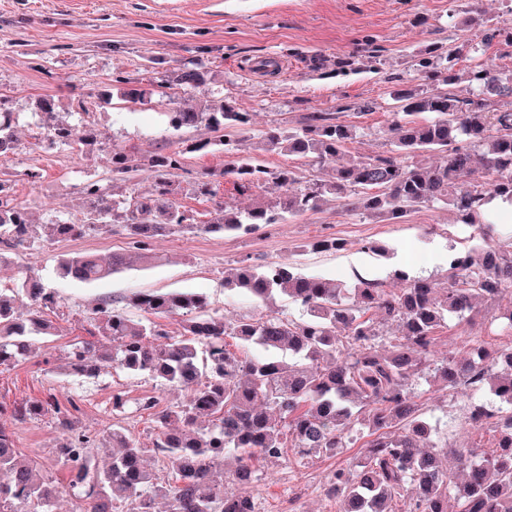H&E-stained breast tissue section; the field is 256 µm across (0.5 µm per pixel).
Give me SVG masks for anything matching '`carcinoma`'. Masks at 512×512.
<instances>
[{"mask_svg":"<svg viewBox=\"0 0 512 512\" xmlns=\"http://www.w3.org/2000/svg\"><path fill=\"white\" fill-rule=\"evenodd\" d=\"M479 51L477 45L466 46L471 63L461 72L451 66L454 52L419 55L417 66L432 89L393 92L398 111L385 130L391 149L376 156L346 154L358 128L328 112H311L296 130L271 129L260 137V151L310 157L329 171L325 179L302 182L292 169L273 170L257 155L242 153L236 135L250 125V114L222 99L203 109L179 106L161 113L169 129L205 126L224 133L222 139L161 146L147 157L110 154L113 176L147 171L155 189L144 196H114L99 182H87L82 222L57 219L47 225V237L67 239L116 226L131 240V249L107 260L91 253L62 255L56 273L63 279L93 284L144 269L156 261L150 244L157 236L250 234L328 204L386 219L403 218L414 207L443 206L461 223L477 227L484 245L449 247L443 282L398 271L403 287L395 291L362 278L349 287L289 264L245 265L224 276L225 290L266 306L283 299L297 310L296 318L273 312L226 323L208 314L207 295L195 291L137 294L129 299L130 312L108 302L96 305L91 321L99 339L71 341L66 371L96 377L115 366L148 375L162 388L189 392L186 403L156 413L153 451L162 455L175 481H158L144 449L124 428L112 429L100 442L75 431L74 402L25 401L11 412L14 420L48 415L69 436L49 451L47 462H27L19 459L12 432L0 426V473L8 476L0 480V512H54L59 491L43 474L48 463L68 472L69 490L82 512H156L159 498L168 500L169 512H258L252 496L224 491V474L251 484L259 480L263 463L289 452L305 465L358 442L363 452L357 469L338 468L327 479L326 493L337 499L338 512H411L413 503L421 512H449L450 499L455 512H512V344L433 359L438 329L448 320H469L478 304L512 289V243L490 242L493 225L481 221L490 200L512 203V112L493 111L495 102L512 99V78L475 61ZM461 80L472 88L468 97L448 90ZM203 81L204 73L183 68L163 74L157 86L186 94ZM3 106L0 99L1 157L16 149L17 117ZM33 109L49 144L79 151L103 145L97 128L59 119L53 97H38ZM210 146L222 147L231 158L220 176L231 178L239 190L273 180L283 193L245 210L219 207L207 223H194L175 201L178 177L188 154ZM215 182L214 174L205 172L194 181V192L212 197ZM9 190L10 180L0 178V245L39 238L27 209ZM306 248L336 253L344 242L325 237ZM58 305L55 291L26 274L14 287L0 289V367L27 361L34 338L53 335L43 310ZM172 315L182 317L176 338L159 322ZM383 322L396 324L400 334L386 336ZM227 336L239 340L246 354L230 353ZM254 347L287 350L294 359L247 354ZM427 370L448 396L465 390L474 428L497 433L493 445L478 454L479 465L450 463L427 451L439 435L416 401L415 385ZM107 447L112 462L101 469L95 452Z\"/></svg>","mask_w":512,"mask_h":512,"instance_id":"carcinoma-1","label":"carcinoma"}]
</instances>
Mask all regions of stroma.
<instances>
[{
  "mask_svg": "<svg viewBox=\"0 0 512 512\" xmlns=\"http://www.w3.org/2000/svg\"><path fill=\"white\" fill-rule=\"evenodd\" d=\"M476 2L491 18V28H512V0H0V94L18 118V147L0 158V172L9 174L16 201L28 208L37 224L54 214L81 222L82 188L90 180L101 181L117 194L149 193L153 180L147 173L113 179L108 152L146 155L161 139L173 144L204 140L210 131L167 134L160 117L166 102L161 94L137 103L116 95L106 105L98 93L118 76L132 87L148 88L158 73L184 66L204 73L203 83L186 95V103L221 98L250 113L252 123L239 137L243 149H253L267 129H297L307 113L330 112L338 122L366 130L348 143L350 154H380L390 148L383 131L393 118V91L421 83L417 52H447L468 41L483 49L491 67L512 75V45L491 37V28H477L467 20ZM266 58L279 60L278 74L257 70V62ZM44 95L62 102L69 122L97 126L103 134L102 150L47 146L32 114L33 101ZM225 164L218 151H201L187 161L189 173L181 178L176 201L197 221L208 220L216 206L243 209L255 198L272 200L280 193L269 183L244 194L224 178L215 197L193 194L191 175L220 170ZM30 170L38 173L35 180H27ZM473 232L445 208H421L393 223L330 205L249 235L199 232L157 237L153 248L158 262L90 285L59 278L56 257L88 252L105 258L127 250L120 228L62 241L41 238L7 252L0 264V288L12 287L25 273L39 277L59 297V307L48 314L58 334L38 340L29 361L0 368V402L11 405L49 396L63 404L79 400L84 429L100 440L113 427L127 429L147 448L149 467L163 475L160 456L152 450L155 417L138 410L136 401L155 395L164 408L185 402L184 391L157 389L151 377L121 369L92 378L45 370L44 358L62 363L71 340L89 338L92 305L108 300L122 309L139 293L195 290L205 293L212 314L225 320L259 316L267 314L265 305L224 290L225 272L241 263H289L305 274L348 285L361 275L393 288L397 269L445 279L449 246H468ZM324 236L344 240V250H307V243ZM369 241L385 246V254L364 252L362 246ZM511 306L512 291L480 306L472 322H449L439 332L437 357L451 351L464 356L475 343L493 349L512 343L499 319ZM116 390L125 391L129 399L119 412L112 409ZM417 395L426 415L447 423L442 441L449 450L487 445L488 433L467 421L465 393L447 398L432 381L422 379ZM0 423L13 432L26 460L43 459L64 442L62 431L48 416L17 423L5 415ZM361 453L354 446L303 466L290 456L272 460L250 491L260 512H336L335 498L326 494V477L336 468L355 464Z\"/></svg>",
  "mask_w": 512,
  "mask_h": 512,
  "instance_id": "1",
  "label": "stroma"
}]
</instances>
